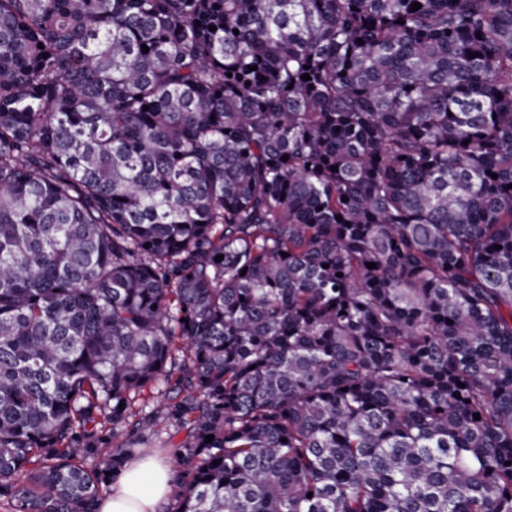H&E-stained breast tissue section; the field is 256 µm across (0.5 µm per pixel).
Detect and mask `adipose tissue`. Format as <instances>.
<instances>
[{"label": "adipose tissue", "mask_w": 512, "mask_h": 512, "mask_svg": "<svg viewBox=\"0 0 512 512\" xmlns=\"http://www.w3.org/2000/svg\"><path fill=\"white\" fill-rule=\"evenodd\" d=\"M172 489V472L150 458L131 462L113 484L99 512H158Z\"/></svg>", "instance_id": "adipose-tissue-1"}]
</instances>
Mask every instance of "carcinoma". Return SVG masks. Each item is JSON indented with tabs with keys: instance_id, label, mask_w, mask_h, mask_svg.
I'll list each match as a JSON object with an SVG mask.
<instances>
[{
	"instance_id": "cac0c4a2",
	"label": "carcinoma",
	"mask_w": 512,
	"mask_h": 512,
	"mask_svg": "<svg viewBox=\"0 0 512 512\" xmlns=\"http://www.w3.org/2000/svg\"><path fill=\"white\" fill-rule=\"evenodd\" d=\"M161 415L173 512H512V0H0V503Z\"/></svg>"
}]
</instances>
